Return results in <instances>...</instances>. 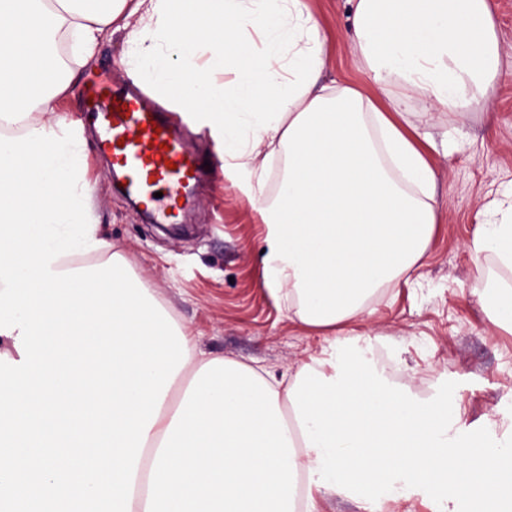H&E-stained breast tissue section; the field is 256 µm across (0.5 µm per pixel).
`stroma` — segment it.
I'll use <instances>...</instances> for the list:
<instances>
[{
  "instance_id": "stroma-1",
  "label": "stroma",
  "mask_w": 512,
  "mask_h": 512,
  "mask_svg": "<svg viewBox=\"0 0 512 512\" xmlns=\"http://www.w3.org/2000/svg\"><path fill=\"white\" fill-rule=\"evenodd\" d=\"M329 39L323 79L374 90L343 38L348 0H310ZM501 46L497 77L485 98L461 116L427 111L406 100L407 118L437 141L429 160L437 175L441 222L417 281L398 280L378 290L355 319L357 334L392 351L400 369L422 379L448 407H461L460 441L494 444L512 430V331L496 327L483 298L512 285V268L489 251L467 245L486 223L487 204L512 194V0H492ZM457 130L454 148L441 142ZM193 146L210 158L215 182L195 190L198 208L189 232L173 234L151 224L112 180L109 162L90 158L99 187L92 202L108 224L116 248L173 316L195 335L200 350L275 373L329 358L333 336L304 328L287 292L267 288L262 265L266 228L258 212L281 189V159H273L262 188L225 167L221 146L207 135ZM397 512H467L463 495L445 488L413 489Z\"/></svg>"
}]
</instances>
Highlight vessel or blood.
I'll return each instance as SVG.
<instances>
[{
    "instance_id": "1",
    "label": "vessel or blood",
    "mask_w": 512,
    "mask_h": 512,
    "mask_svg": "<svg viewBox=\"0 0 512 512\" xmlns=\"http://www.w3.org/2000/svg\"><path fill=\"white\" fill-rule=\"evenodd\" d=\"M83 105L96 130L99 154L111 156L125 173L126 192L156 195L163 224L191 210V185L205 171L178 113L161 112L141 88L113 89L105 77L88 83Z\"/></svg>"
}]
</instances>
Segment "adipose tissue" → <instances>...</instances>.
<instances>
[{
	"instance_id": "ef3b65f1",
	"label": "adipose tissue",
	"mask_w": 512,
	"mask_h": 512,
	"mask_svg": "<svg viewBox=\"0 0 512 512\" xmlns=\"http://www.w3.org/2000/svg\"><path fill=\"white\" fill-rule=\"evenodd\" d=\"M345 39L375 93L322 82L328 39L309 0H0V133L56 130L102 45L122 35L128 76L222 137L224 162L284 186L259 209L265 284L305 327L333 332L416 270L441 221L436 175L399 105L461 115L497 73L489 0H348ZM148 433L131 512H319L326 492L367 503L397 479L448 487L485 512L512 498L501 442L461 445L435 399L392 384L347 336L332 376L289 381L189 344Z\"/></svg>"
}]
</instances>
